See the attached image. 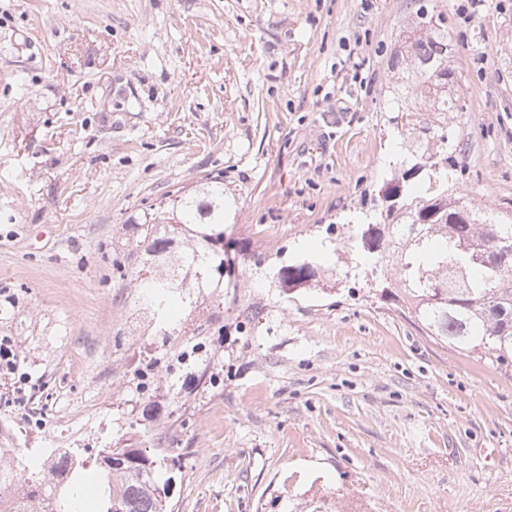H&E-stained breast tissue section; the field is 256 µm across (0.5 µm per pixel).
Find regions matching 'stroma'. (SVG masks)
<instances>
[{
  "label": "stroma",
  "mask_w": 512,
  "mask_h": 512,
  "mask_svg": "<svg viewBox=\"0 0 512 512\" xmlns=\"http://www.w3.org/2000/svg\"><path fill=\"white\" fill-rule=\"evenodd\" d=\"M456 44L463 187L512 207V0H432ZM417 0H0V425L29 462L136 433L174 512H512V368L381 302L346 224L388 175L394 37ZM363 47L349 55L354 40ZM224 181L239 287L184 306L178 362L112 276L122 226ZM318 259L283 292L276 265ZM163 359L146 393L142 356ZM160 413L142 418L144 402Z\"/></svg>",
  "instance_id": "35a3bbf8"
}]
</instances>
